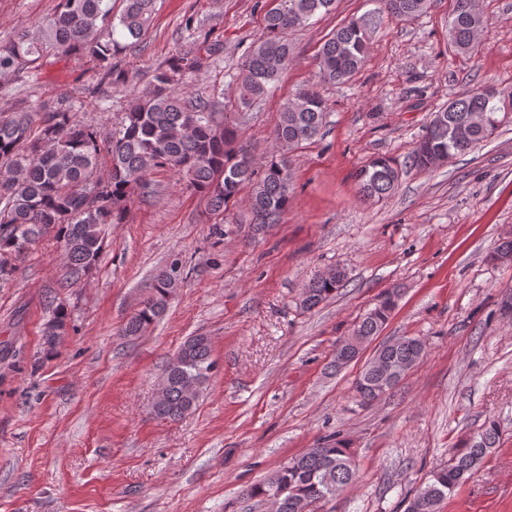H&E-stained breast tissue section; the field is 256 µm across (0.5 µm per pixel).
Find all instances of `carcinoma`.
I'll return each instance as SVG.
<instances>
[{
    "label": "carcinoma",
    "mask_w": 512,
    "mask_h": 512,
    "mask_svg": "<svg viewBox=\"0 0 512 512\" xmlns=\"http://www.w3.org/2000/svg\"><path fill=\"white\" fill-rule=\"evenodd\" d=\"M378 7L352 18L326 39L317 58L316 83L299 90L279 108L273 128L276 150L254 167L247 150L238 145L245 122L239 112L249 111L279 80L292 52L288 35L309 25L317 14L334 9L335 0H271L252 49L235 75L237 111L228 112L212 98L183 91L187 76L201 63L195 54L176 55L152 71L149 90L134 98L119 123L107 134L76 119L67 107L37 104L26 111L0 112V287L17 272L16 261L51 235L63 247V270L58 287L74 288L88 282L105 245L104 228L124 222L135 192H150V171L167 168L178 172L187 187L206 201L207 213L220 216L245 187L256 228L274 224L288 211L291 172L288 156L281 152L313 140L326 123L327 102L320 85L348 81L364 65L370 36L387 18L411 20L427 11L431 0H376ZM157 0H122L119 13L112 0H58L53 14L36 32H19L0 46V75L16 73L58 53L95 62L99 86L120 89L129 72L122 54L136 45L150 28ZM486 26L482 11L472 0H455L448 22V43L461 54L477 51ZM512 106V91L491 86L476 88L434 113L408 156L410 166L434 169L437 156L455 158L490 139ZM108 157L110 173L97 174L101 156ZM359 192L382 200L398 187L400 170L386 156L369 159L354 175ZM347 282L346 271L331 268L303 285L300 306L312 309L333 298ZM181 283L172 265L154 277L151 293L126 320L120 335L135 340L143 336L166 311ZM393 290L384 291L377 303L358 321L353 333L369 340L379 336L397 303ZM70 314L62 302L52 307L43 328L44 350L53 353L65 334ZM209 337L187 338L165 364L164 401L155 417L178 421L199 401L211 371ZM426 343L418 336H399L383 343L376 355L394 366L412 368L422 361ZM395 388L379 387L372 364L365 363L354 390L368 405ZM501 429L487 419L477 433L453 450L448 463L433 468L422 487L407 502L406 512H440V505L481 468L497 448ZM358 469L350 449L334 437L290 458L263 482L246 491L259 502L279 494L276 512H316L318 504L354 484Z\"/></svg>",
    "instance_id": "obj_1"
}]
</instances>
